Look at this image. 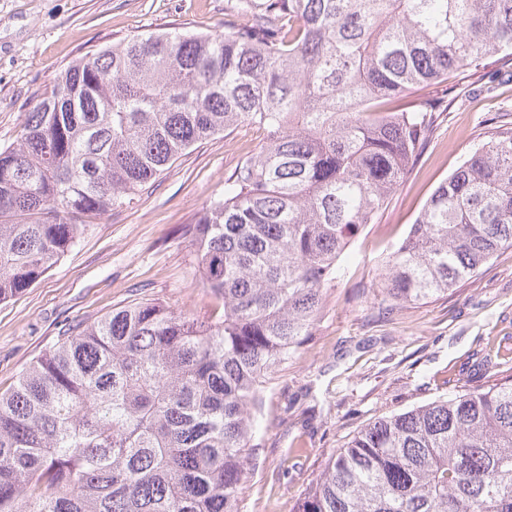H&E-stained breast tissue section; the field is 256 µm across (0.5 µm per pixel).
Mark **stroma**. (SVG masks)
<instances>
[{
  "mask_svg": "<svg viewBox=\"0 0 512 512\" xmlns=\"http://www.w3.org/2000/svg\"><path fill=\"white\" fill-rule=\"evenodd\" d=\"M224 0H0V148L58 74L87 51L176 28H224ZM439 102L433 130L378 223L352 244L346 274L328 289L321 320L264 391L258 446L245 467L240 512H296L338 448L375 418L484 383L488 348L512 353V249L447 295L387 310L378 261L399 243L435 187L512 123V64L490 59L447 84L412 91L401 107ZM263 130L243 126L196 144L126 206L89 231L32 288L0 303V393L54 345L66 324L158 299L205 313L211 297L184 235Z\"/></svg>",
  "mask_w": 512,
  "mask_h": 512,
  "instance_id": "1",
  "label": "stroma"
}]
</instances>
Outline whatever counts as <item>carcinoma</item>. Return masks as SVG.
<instances>
[{"label":"carcinoma","mask_w":512,"mask_h":512,"mask_svg":"<svg viewBox=\"0 0 512 512\" xmlns=\"http://www.w3.org/2000/svg\"><path fill=\"white\" fill-rule=\"evenodd\" d=\"M224 31L88 52L0 149V303L185 149L266 131L186 233L213 313L128 304L68 325L0 393V512H239L253 409L428 139L419 86L512 58V0H228ZM242 17L238 23L233 17ZM512 248V127L431 193L381 258L396 306ZM495 382L367 425L298 512H512V361Z\"/></svg>","instance_id":"carcinoma-1"}]
</instances>
